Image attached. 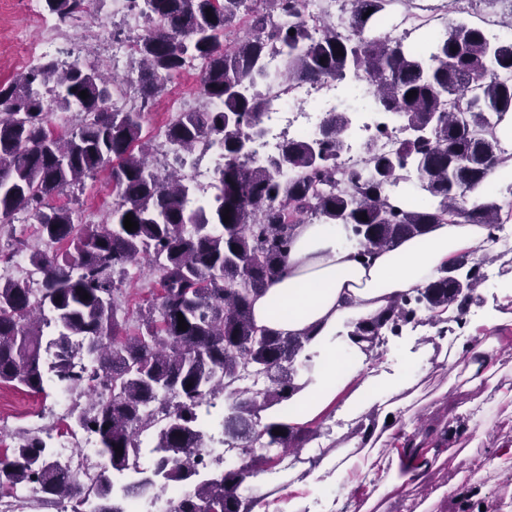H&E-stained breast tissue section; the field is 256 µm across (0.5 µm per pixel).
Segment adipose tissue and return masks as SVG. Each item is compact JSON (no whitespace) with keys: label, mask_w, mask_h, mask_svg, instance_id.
I'll return each mask as SVG.
<instances>
[{"label":"adipose tissue","mask_w":512,"mask_h":512,"mask_svg":"<svg viewBox=\"0 0 512 512\" xmlns=\"http://www.w3.org/2000/svg\"><path fill=\"white\" fill-rule=\"evenodd\" d=\"M343 225L319 221L297 225L282 272L254 296L258 328L283 336H303L304 364L288 399L263 409L261 424L305 427L326 414L344 420L350 436L297 470L254 476L258 502L253 512H304L311 493L342 489L360 499V512H385L390 499L405 496L424 475L456 466L454 488L476 484L480 475L459 469L466 456L455 428L434 427L415 434L410 420L423 402L421 370L438 364L445 389L473 395L468 404L474 443L485 437L486 411L497 405L512 412V375L492 358L512 342V309L494 307L471 320L463 336H447L448 315L439 313L430 329L437 346L410 342L399 368L376 363L378 348L354 333L356 322L372 318L401 297L441 276L462 252L483 258L503 250L481 224H433L420 235L362 259L347 242ZM494 397H487L485 385Z\"/></svg>","instance_id":"adipose-tissue-1"}]
</instances>
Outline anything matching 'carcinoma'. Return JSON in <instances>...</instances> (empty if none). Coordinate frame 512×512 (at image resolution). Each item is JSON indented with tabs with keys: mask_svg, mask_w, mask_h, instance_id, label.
<instances>
[{
	"mask_svg": "<svg viewBox=\"0 0 512 512\" xmlns=\"http://www.w3.org/2000/svg\"><path fill=\"white\" fill-rule=\"evenodd\" d=\"M399 1L412 2L341 0L345 29L322 19L315 33L313 0H142L149 29L135 39L131 67L141 104L129 109L111 106L115 80L92 61L44 56L0 82V224L27 211L40 239L67 245L63 256L32 253L37 288L0 277V385L40 394L56 379L74 401L71 422L96 434L112 471L130 477L120 487L103 478L89 493L26 431L0 455L1 493L36 480L41 506L68 498L74 512H84L92 495L90 512H125L131 493L181 485L188 490L174 512H252L254 497L241 492L247 478L303 447L311 433L286 423L259 427L261 409L288 397L301 365V337L259 329L252 318L253 297L281 271L295 227L343 224L367 257L431 224L495 229L512 214V203L498 195L474 194L505 166L495 132L512 114V81L501 78L512 74V41L492 42L483 25L444 14L423 41L411 43L410 34L397 37L382 26ZM42 2L61 22L85 14L86 0ZM240 22L244 34L225 42ZM271 47L283 62L276 76L265 65ZM190 60L204 64L200 93L209 106L182 113L167 137L186 152L202 141L223 150L214 182L194 206L188 200L196 189L179 169L181 158L160 171L141 140L143 113ZM325 81L350 90L368 83L377 111L393 113L409 131L398 150L368 147L366 171L341 168L351 124L342 109L326 113L314 139H286L278 154L250 161L266 110L261 88L286 92ZM411 90L417 94L410 98ZM59 109L84 120L56 133L51 121ZM106 167L114 205L83 232L75 209L50 200ZM409 172L424 204L403 208L390 193ZM128 214L138 224L131 231ZM141 259L161 272L160 288L131 333L118 316L116 276ZM482 263L456 255L443 275L356 323V333L378 341L384 329L397 336L408 323H426L420 312L461 314L483 282ZM219 395L227 403L224 451L241 463L212 477L179 459L209 447L197 408ZM147 431L155 459L144 469L137 448Z\"/></svg>",
	"mask_w": 512,
	"mask_h": 512,
	"instance_id": "cac0c4a2",
	"label": "carcinoma"
}]
</instances>
